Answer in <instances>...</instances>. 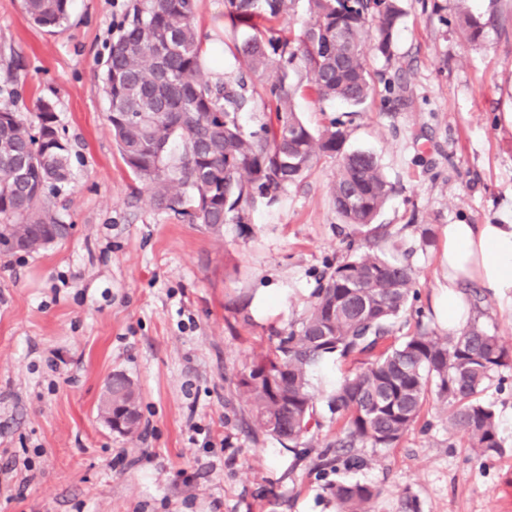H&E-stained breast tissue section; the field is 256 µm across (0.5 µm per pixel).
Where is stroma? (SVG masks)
Returning a JSON list of instances; mask_svg holds the SVG:
<instances>
[{
	"instance_id": "1",
	"label": "stroma",
	"mask_w": 512,
	"mask_h": 512,
	"mask_svg": "<svg viewBox=\"0 0 512 512\" xmlns=\"http://www.w3.org/2000/svg\"><path fill=\"white\" fill-rule=\"evenodd\" d=\"M125 3L70 0L68 21L44 28L22 0H0V107L32 123L36 99L52 101L72 154L54 200L66 239L0 253V512H336L327 486L339 479L377 489L371 512H403L409 498L419 512H512V367L482 394L498 416V455L452 433L432 399L396 445L358 448L362 465L336 473L313 465L341 429L325 405L302 461L249 434L240 377L370 233L337 213L330 157L219 233L155 207L112 141L99 89ZM463 5L479 40L458 23ZM463 5L402 0L391 57H368L377 93L345 144L376 156L392 187L375 218L390 232L382 247L417 272L401 336L438 327L442 227L512 222V0ZM196 25L220 57L204 79L235 77L224 0H199ZM474 318L512 352V309L485 296ZM117 371L139 393L141 436L100 414Z\"/></svg>"
}]
</instances>
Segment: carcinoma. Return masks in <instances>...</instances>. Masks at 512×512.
Segmentation results:
<instances>
[{
	"label": "carcinoma",
	"mask_w": 512,
	"mask_h": 512,
	"mask_svg": "<svg viewBox=\"0 0 512 512\" xmlns=\"http://www.w3.org/2000/svg\"><path fill=\"white\" fill-rule=\"evenodd\" d=\"M69 0H23L37 25L56 28L69 17ZM295 0H224V26L253 34L235 45L245 70L210 85L201 77L203 38L197 0H128L105 60L102 91L109 103L113 142L153 204L218 232L244 224L246 206L276 202L323 155L337 159L332 187L336 211L354 226L373 223L390 191L376 158L344 151L347 122L335 118L313 133L294 109L305 88L322 103L351 107L374 91L366 45L386 59L403 9L399 0H307L309 20L295 39L277 24ZM263 81L257 93L252 77ZM259 96L264 113L247 127L241 114ZM32 126L0 108V245L16 239L29 252L68 227L48 205L70 181V153L60 136L53 103L34 105ZM417 274L406 261L371 247L331 267L307 314L278 336L274 356L240 377L255 433L285 448L313 447L317 419L313 380L333 359L360 354L366 362L322 391L330 418L344 421L318 466L338 469L362 462L353 449L390 448L418 421L429 393L449 426L483 455L502 451L495 411L479 395L492 374L512 364L498 337L473 321L454 336L422 325L396 342V320L417 298ZM117 400L134 417L125 435L138 434V393L118 373ZM338 512H370L376 490L361 483L329 487Z\"/></svg>",
	"instance_id": "obj_1"
}]
</instances>
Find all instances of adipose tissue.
<instances>
[{
  "label": "adipose tissue",
  "mask_w": 512,
  "mask_h": 512,
  "mask_svg": "<svg viewBox=\"0 0 512 512\" xmlns=\"http://www.w3.org/2000/svg\"><path fill=\"white\" fill-rule=\"evenodd\" d=\"M439 264L443 282L432 300L438 322L456 333L473 315L466 285L512 309V223L449 224Z\"/></svg>",
  "instance_id": "ef3b65f1"
}]
</instances>
